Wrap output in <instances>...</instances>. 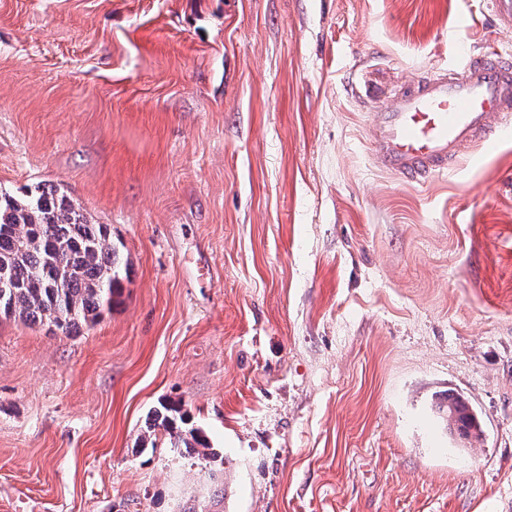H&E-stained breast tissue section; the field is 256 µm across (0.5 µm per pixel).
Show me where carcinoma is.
<instances>
[{
	"mask_svg": "<svg viewBox=\"0 0 512 512\" xmlns=\"http://www.w3.org/2000/svg\"><path fill=\"white\" fill-rule=\"evenodd\" d=\"M8 269L17 287L0 294V316L53 326L67 335L97 323L120 294L121 261L105 224H92L64 191L37 188L20 196L0 192V270ZM469 422L470 436L481 432L464 399L448 393L439 406ZM181 408L165 404L153 412L148 433L161 427L174 448L208 460L218 457L195 428L184 430Z\"/></svg>",
	"mask_w": 512,
	"mask_h": 512,
	"instance_id": "cac0c4a2",
	"label": "carcinoma"
}]
</instances>
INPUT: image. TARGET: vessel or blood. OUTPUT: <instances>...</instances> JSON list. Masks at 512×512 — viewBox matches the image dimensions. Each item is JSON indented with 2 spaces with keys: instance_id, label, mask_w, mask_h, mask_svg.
I'll return each instance as SVG.
<instances>
[{
  "instance_id": "1",
  "label": "vessel or blood",
  "mask_w": 512,
  "mask_h": 512,
  "mask_svg": "<svg viewBox=\"0 0 512 512\" xmlns=\"http://www.w3.org/2000/svg\"><path fill=\"white\" fill-rule=\"evenodd\" d=\"M508 120L491 128V113ZM512 136V54L495 47L462 52L456 75L424 79L383 114L373 154L387 172L424 184L463 156L494 148Z\"/></svg>"
}]
</instances>
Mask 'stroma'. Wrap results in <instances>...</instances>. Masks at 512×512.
<instances>
[{
  "mask_svg": "<svg viewBox=\"0 0 512 512\" xmlns=\"http://www.w3.org/2000/svg\"><path fill=\"white\" fill-rule=\"evenodd\" d=\"M462 40L512 51L483 0H0V189L126 269L78 335L0 317V512H512V139L372 156ZM438 409L444 415H446V420L448 421V430L450 433H454V429L452 428L449 419L450 414L453 412L458 414L459 420L463 423H466V421H469L471 418V422L469 423V428L471 429L470 436L476 437L478 436L479 432L482 433L476 415L470 411L469 406L460 395L448 391V405H440ZM178 420L181 424H186L185 415L181 413V408L174 404H164L162 410H154L153 412V423L148 426L149 430L147 431L148 438L156 427H162L169 433L172 447L186 448L188 452L196 454L198 458L201 457L203 460L218 457L217 452L210 448L209 442L198 429L183 430L178 426Z\"/></svg>",
  "mask_w": 512,
  "mask_h": 512,
  "instance_id": "stroma-1",
  "label": "stroma"
}]
</instances>
